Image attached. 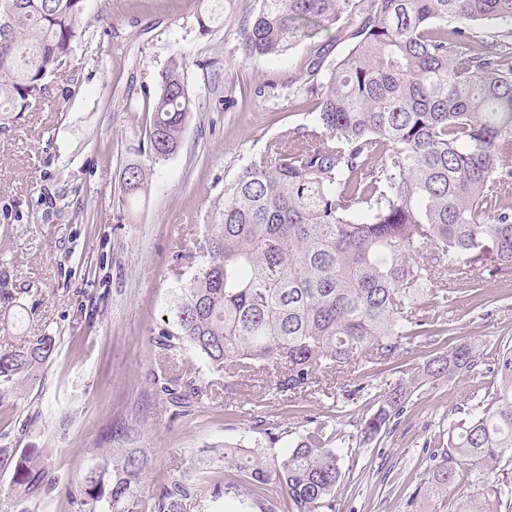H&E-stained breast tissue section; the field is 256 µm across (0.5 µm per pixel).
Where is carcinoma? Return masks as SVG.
I'll return each instance as SVG.
<instances>
[{
	"mask_svg": "<svg viewBox=\"0 0 512 512\" xmlns=\"http://www.w3.org/2000/svg\"><path fill=\"white\" fill-rule=\"evenodd\" d=\"M85 0H0V112H24L46 80L67 64ZM493 24L496 31L480 32ZM347 32L348 53L326 62L328 30ZM243 54L278 56L309 42L316 50L288 78L311 104L309 124L290 127L250 156L224 184L217 223L205 225L196 269L172 318L152 332L162 361L184 352L224 369L231 394L255 373L289 403L318 394L319 374L394 364L405 345L445 330L427 309L456 303L448 279L467 268L470 296L484 294V261L512 269V0H259L240 30ZM182 58L171 59L155 93L127 110L150 113L149 156L180 148L194 112ZM139 164L125 168L117 206L148 189ZM56 348L44 334L0 346V395L37 379ZM479 357L466 342L428 360L385 392L360 423L370 441L406 411L412 389L471 373ZM499 379L448 429L434 436V464L417 501L448 512H512V471L494 483L484 472L512 462V346L494 358ZM154 384L181 414L210 399L201 379L162 371ZM288 450L266 452L292 431L250 435L212 450L208 472L172 473L142 491L152 459L114 448L110 462L79 479L52 475L32 452L0 448L12 470L17 512L34 492L62 490L73 512H336L342 454L353 435L329 420L306 419ZM472 496L455 500L461 471Z\"/></svg>",
	"mask_w": 512,
	"mask_h": 512,
	"instance_id": "obj_1",
	"label": "carcinoma"
}]
</instances>
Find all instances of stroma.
<instances>
[{
    "instance_id": "1",
    "label": "stroma",
    "mask_w": 512,
    "mask_h": 512,
    "mask_svg": "<svg viewBox=\"0 0 512 512\" xmlns=\"http://www.w3.org/2000/svg\"><path fill=\"white\" fill-rule=\"evenodd\" d=\"M217 0H85L82 27L47 98L23 112L0 113V279L25 312L0 331V345L43 334L56 338L39 377L0 399V448H40L53 469L81 477L125 430L129 448L153 454L145 486L205 459L256 420L292 427L335 412L344 428L372 414L382 394L444 344L419 338L395 369L321 376L331 397L283 402L267 375L224 391V372L193 353L171 371L200 376L212 389L205 407L176 414L153 381L161 361L153 329L174 308L194 267L185 259L212 223L225 180L289 126L308 123L303 97L266 88L287 78L310 52L302 44L278 57L245 56L239 30L257 0H236L202 32L198 20ZM196 100L181 149L161 164L143 151L147 113L127 102L156 88L173 56ZM152 170L150 189L130 218L115 201L126 165ZM490 303L464 299L434 312L451 336L484 360L473 373L415 392L389 433L343 451L339 512H409L408 501L432 463L430 440L450 416L491 386L490 362L512 342V273L487 275Z\"/></svg>"
}]
</instances>
